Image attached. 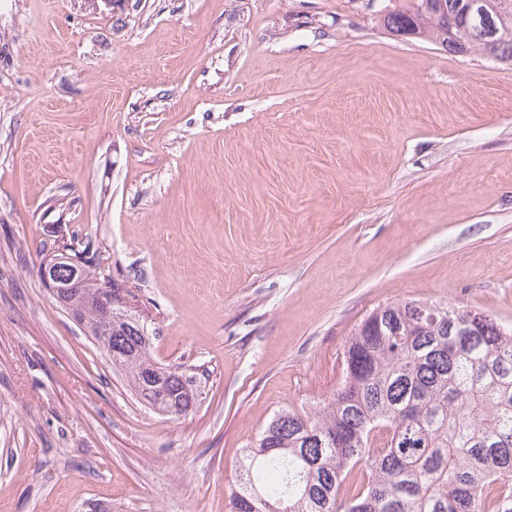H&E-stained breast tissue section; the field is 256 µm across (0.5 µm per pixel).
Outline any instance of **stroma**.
<instances>
[{
	"instance_id": "stroma-1",
	"label": "stroma",
	"mask_w": 512,
	"mask_h": 512,
	"mask_svg": "<svg viewBox=\"0 0 512 512\" xmlns=\"http://www.w3.org/2000/svg\"><path fill=\"white\" fill-rule=\"evenodd\" d=\"M393 0H0V512H230L372 310L512 328V65ZM88 250L198 394L137 398L40 273ZM442 0H401V4L385 11L379 17V25L394 36L406 38H432L436 43L444 45L448 42L449 53L464 55L473 51H481L485 56L502 63H512V0H487L490 4L500 7L496 15L497 36L496 41L507 45L509 56H496L490 54L487 48L471 39L466 28H454V37H448L446 24L435 15L436 2Z\"/></svg>"
}]
</instances>
